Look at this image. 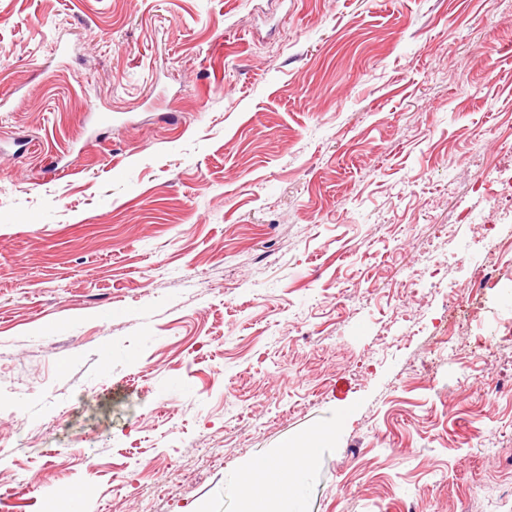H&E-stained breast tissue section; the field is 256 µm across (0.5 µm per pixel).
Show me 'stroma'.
<instances>
[{
	"label": "stroma",
	"instance_id": "stroma-1",
	"mask_svg": "<svg viewBox=\"0 0 512 512\" xmlns=\"http://www.w3.org/2000/svg\"><path fill=\"white\" fill-rule=\"evenodd\" d=\"M1 48L0 512H237L328 428L296 512H512V0H0Z\"/></svg>",
	"mask_w": 512,
	"mask_h": 512
}]
</instances>
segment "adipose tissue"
Instances as JSON below:
<instances>
[{"label":"adipose tissue","mask_w":512,"mask_h":512,"mask_svg":"<svg viewBox=\"0 0 512 512\" xmlns=\"http://www.w3.org/2000/svg\"><path fill=\"white\" fill-rule=\"evenodd\" d=\"M323 433L308 434L285 452L288 468L270 458L252 462L239 475V512H288L296 496V480L313 464Z\"/></svg>","instance_id":"ef3b65f1"}]
</instances>
